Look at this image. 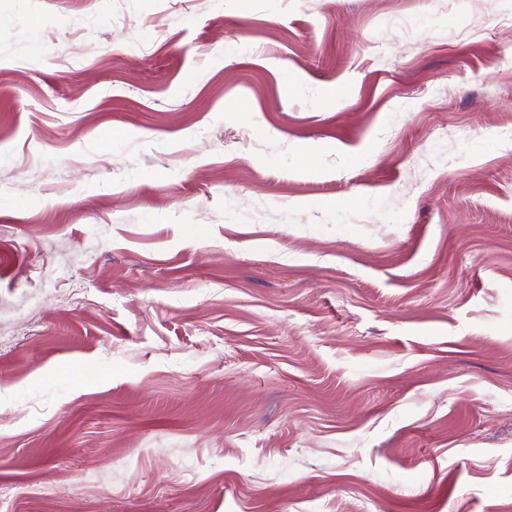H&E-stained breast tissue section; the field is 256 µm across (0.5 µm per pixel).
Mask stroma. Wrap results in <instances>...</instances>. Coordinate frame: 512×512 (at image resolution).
Returning a JSON list of instances; mask_svg holds the SVG:
<instances>
[{"mask_svg": "<svg viewBox=\"0 0 512 512\" xmlns=\"http://www.w3.org/2000/svg\"><path fill=\"white\" fill-rule=\"evenodd\" d=\"M0 512H512V0H0Z\"/></svg>", "mask_w": 512, "mask_h": 512, "instance_id": "1", "label": "stroma"}]
</instances>
